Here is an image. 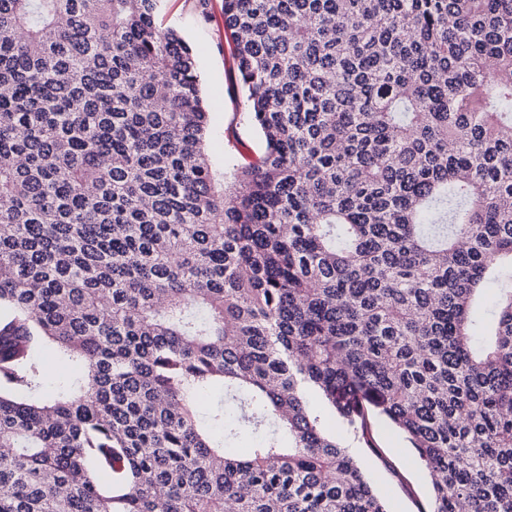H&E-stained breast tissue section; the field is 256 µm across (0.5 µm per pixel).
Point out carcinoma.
Instances as JSON below:
<instances>
[{
  "label": "carcinoma",
  "mask_w": 512,
  "mask_h": 512,
  "mask_svg": "<svg viewBox=\"0 0 512 512\" xmlns=\"http://www.w3.org/2000/svg\"><path fill=\"white\" fill-rule=\"evenodd\" d=\"M160 2L0 0V512H512V0H224L222 176ZM76 367L68 361L54 360L50 355L46 360V378L43 392L46 396L54 394L65 384ZM371 438L382 458L349 437L347 446L388 502L389 510L418 512L421 505L426 507L429 479L408 441L392 424L379 418L371 420Z\"/></svg>",
  "instance_id": "1"
}]
</instances>
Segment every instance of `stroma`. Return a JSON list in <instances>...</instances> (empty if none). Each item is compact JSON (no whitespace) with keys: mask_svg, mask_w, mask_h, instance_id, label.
Returning a JSON list of instances; mask_svg holds the SVG:
<instances>
[{"mask_svg":"<svg viewBox=\"0 0 512 512\" xmlns=\"http://www.w3.org/2000/svg\"><path fill=\"white\" fill-rule=\"evenodd\" d=\"M159 24L176 28L192 47L208 110L206 149L215 170L242 163V146L252 153L263 150L256 128L247 120L242 94L233 89L232 41L224 29V0H163ZM373 448L349 440L350 453L378 492L390 512H418L427 504L430 484L413 448L389 422H371Z\"/></svg>","mask_w":512,"mask_h":512,"instance_id":"1","label":"stroma"}]
</instances>
